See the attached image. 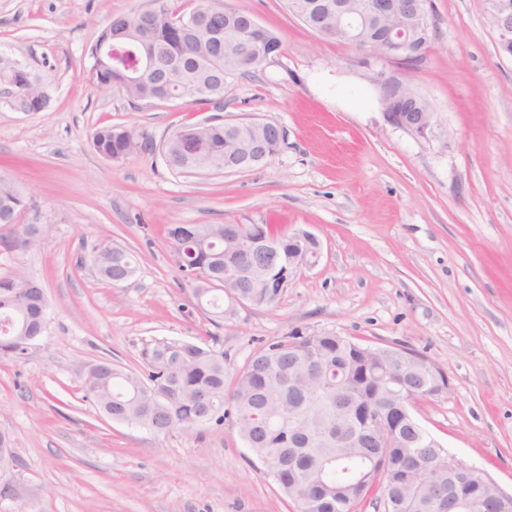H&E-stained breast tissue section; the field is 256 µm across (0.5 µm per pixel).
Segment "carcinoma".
Wrapping results in <instances>:
<instances>
[{
  "label": "carcinoma",
  "instance_id": "cac0c4a2",
  "mask_svg": "<svg viewBox=\"0 0 512 512\" xmlns=\"http://www.w3.org/2000/svg\"><path fill=\"white\" fill-rule=\"evenodd\" d=\"M151 5L152 40L156 56L147 67L137 37L139 20L132 12L111 17L95 41L102 54H90L89 75L97 87L122 93L132 102H157L164 95L170 102L224 103L229 80L262 69L244 67V48L264 45L277 53L282 42L277 32L262 26L245 36L243 18L249 12L235 10L236 21H224L230 7L224 0H197L189 11L174 0H147ZM43 76L29 70L0 73L3 94L32 115L46 107L35 93ZM226 122L184 125L160 144L143 130L125 125L104 126L93 136L95 151L105 159L119 161L150 147L159 148L167 166L177 172H205L224 167V155L235 151L238 141L254 137ZM31 208L26 196L11 181L0 179V224ZM192 238L196 253L192 265L201 278L195 288L199 303L211 308L212 316L224 318V225L174 224L167 237L174 258H179V237ZM30 225L24 224L0 236L5 251L28 248ZM93 264L106 280L135 271L131 253L106 245L93 256ZM281 280L268 288H235L232 302L256 307L278 301ZM40 283L20 270L0 277V352L21 354L25 324L24 309L43 305ZM332 332L294 333L258 349L226 385L224 354L180 340H162L142 350L144 371L137 372L110 363L95 364L84 379L85 389L96 406H110L125 420L166 434L176 426L194 428L224 424L231 420L252 457L272 477L282 494L294 501L306 490L318 487L311 512H353L375 492L372 469L395 458L393 449L378 455L370 438L358 447L347 439L358 427L337 409V400L352 401L365 389L364 380L352 362L366 359L368 368L384 371L392 364L388 347H365ZM425 463L436 448L421 440L410 449ZM448 498V470L431 473L425 488L415 487L398 502L389 499L395 512H433L427 500Z\"/></svg>",
  "mask_w": 512,
  "mask_h": 512
}]
</instances>
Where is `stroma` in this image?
Masks as SVG:
<instances>
[{
  "instance_id": "obj_1",
  "label": "stroma",
  "mask_w": 512,
  "mask_h": 512,
  "mask_svg": "<svg viewBox=\"0 0 512 512\" xmlns=\"http://www.w3.org/2000/svg\"><path fill=\"white\" fill-rule=\"evenodd\" d=\"M142 0H0V59L47 81L33 116L0 104V176L30 197L24 222L50 225L0 250V275L44 287L46 331L0 357V512H296L254 469L231 424L158 435L106 417L86 396L92 365L142 367L146 344L191 342L235 373L263 345L333 332L425 355L451 389L412 413L462 462L512 495V57L499 55L484 0H430L435 38L414 62L324 41L285 0H225L276 30L259 74L231 80L221 106L130 103L90 81L88 49ZM398 85L437 123L418 137L387 122ZM259 120L287 140L266 164L179 173L161 153L100 156L95 131L134 125L162 141L193 122ZM172 224H275L321 243L317 264L273 305L233 304L211 321L176 265ZM136 272L102 280L103 245Z\"/></svg>"
}]
</instances>
